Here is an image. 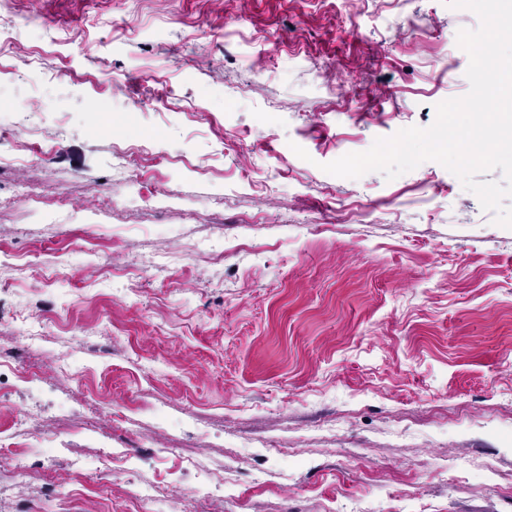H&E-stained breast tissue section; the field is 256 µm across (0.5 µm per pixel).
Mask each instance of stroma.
<instances>
[{"mask_svg": "<svg viewBox=\"0 0 512 512\" xmlns=\"http://www.w3.org/2000/svg\"><path fill=\"white\" fill-rule=\"evenodd\" d=\"M478 25L446 0H0V114H33L0 135L28 157L0 165V512H512V230L435 161L321 169L466 95ZM201 465L232 490L193 497Z\"/></svg>", "mask_w": 512, "mask_h": 512, "instance_id": "stroma-1", "label": "stroma"}]
</instances>
